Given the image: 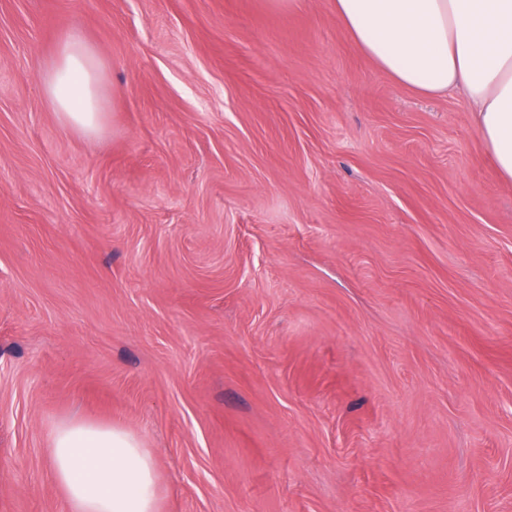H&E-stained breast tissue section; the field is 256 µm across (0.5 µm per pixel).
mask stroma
<instances>
[{"instance_id":"obj_1","label":"stroma","mask_w":512,"mask_h":512,"mask_svg":"<svg viewBox=\"0 0 512 512\" xmlns=\"http://www.w3.org/2000/svg\"><path fill=\"white\" fill-rule=\"evenodd\" d=\"M81 32L103 126L40 72ZM120 426L161 512H512V182L333 0H0V512Z\"/></svg>"}]
</instances>
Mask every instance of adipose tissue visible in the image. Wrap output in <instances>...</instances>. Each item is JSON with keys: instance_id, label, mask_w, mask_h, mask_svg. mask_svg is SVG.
<instances>
[{"instance_id": "1", "label": "adipose tissue", "mask_w": 512, "mask_h": 512, "mask_svg": "<svg viewBox=\"0 0 512 512\" xmlns=\"http://www.w3.org/2000/svg\"><path fill=\"white\" fill-rule=\"evenodd\" d=\"M358 49L422 95H463L499 176L512 182V0H334ZM60 123L100 130L105 64L68 33L40 74ZM54 479L71 512H160L156 464L132 432L82 420L51 434Z\"/></svg>"}]
</instances>
